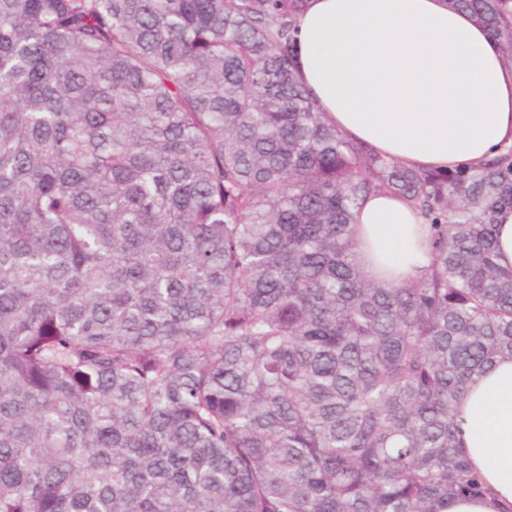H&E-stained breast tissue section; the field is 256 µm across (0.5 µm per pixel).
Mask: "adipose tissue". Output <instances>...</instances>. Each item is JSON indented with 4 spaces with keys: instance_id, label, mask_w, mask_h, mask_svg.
<instances>
[{
    "instance_id": "adipose-tissue-1",
    "label": "adipose tissue",
    "mask_w": 512,
    "mask_h": 512,
    "mask_svg": "<svg viewBox=\"0 0 512 512\" xmlns=\"http://www.w3.org/2000/svg\"><path fill=\"white\" fill-rule=\"evenodd\" d=\"M294 51L329 122L408 166H473L512 143V64L449 0H306ZM354 230L375 279L401 283L428 263L429 229L396 196L368 198ZM459 421L460 450L486 492L449 498L446 512H512V359L473 378Z\"/></svg>"
}]
</instances>
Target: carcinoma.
<instances>
[{
    "mask_svg": "<svg viewBox=\"0 0 512 512\" xmlns=\"http://www.w3.org/2000/svg\"><path fill=\"white\" fill-rule=\"evenodd\" d=\"M512 62V0H451ZM303 0H0V512H442L512 359V146L410 167L300 82ZM429 226L403 283L354 211ZM354 225L360 259L371 277L401 283L428 264L429 229L402 199L371 196L357 211ZM495 225L498 262L505 268L512 267V210L499 211Z\"/></svg>",
    "mask_w": 512,
    "mask_h": 512,
    "instance_id": "obj_1",
    "label": "carcinoma"
}]
</instances>
